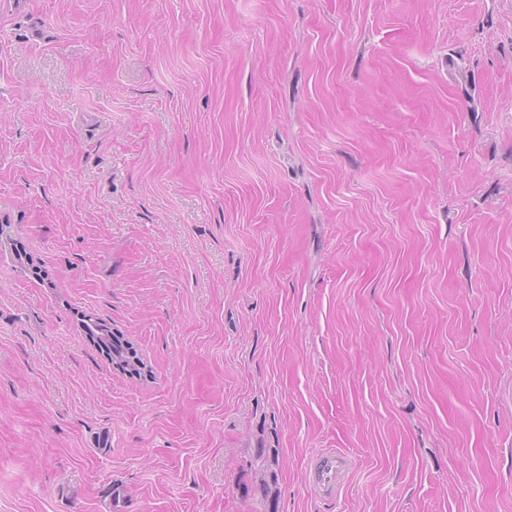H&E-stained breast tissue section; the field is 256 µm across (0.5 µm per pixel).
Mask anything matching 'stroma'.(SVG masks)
I'll return each mask as SVG.
<instances>
[{
	"label": "stroma",
	"instance_id": "1",
	"mask_svg": "<svg viewBox=\"0 0 512 512\" xmlns=\"http://www.w3.org/2000/svg\"><path fill=\"white\" fill-rule=\"evenodd\" d=\"M0 512H512V0H0ZM83 327L90 338L91 336H99L97 344L106 350L113 362L114 360H123L124 364H128L131 359L128 350L120 345L114 336L110 335L111 340L109 339V330L104 323L90 318L83 324ZM353 461L337 448H323L310 458L305 480L312 494L322 499H335L346 488Z\"/></svg>",
	"mask_w": 512,
	"mask_h": 512
}]
</instances>
